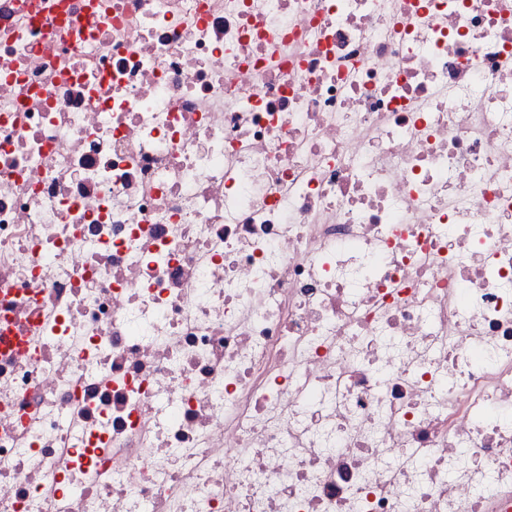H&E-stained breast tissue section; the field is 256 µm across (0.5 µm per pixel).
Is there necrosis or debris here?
Listing matches in <instances>:
<instances>
[{"label": "necrosis or debris", "mask_w": 512, "mask_h": 512, "mask_svg": "<svg viewBox=\"0 0 512 512\" xmlns=\"http://www.w3.org/2000/svg\"><path fill=\"white\" fill-rule=\"evenodd\" d=\"M0 512H512V0H0Z\"/></svg>", "instance_id": "necrosis-or-debris-1"}]
</instances>
